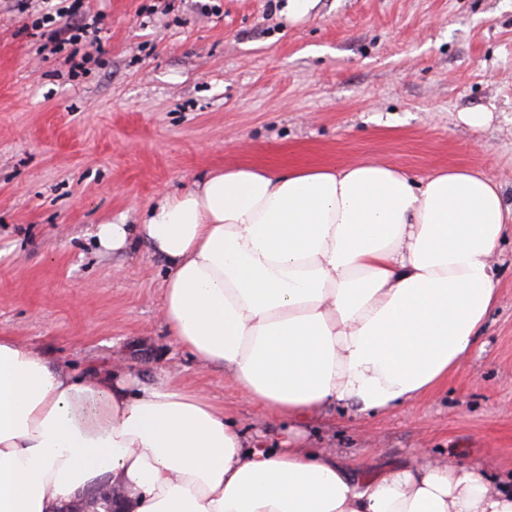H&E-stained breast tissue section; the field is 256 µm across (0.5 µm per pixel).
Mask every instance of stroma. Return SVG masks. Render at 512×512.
Segmentation results:
<instances>
[{
	"instance_id": "1",
	"label": "stroma",
	"mask_w": 512,
	"mask_h": 512,
	"mask_svg": "<svg viewBox=\"0 0 512 512\" xmlns=\"http://www.w3.org/2000/svg\"><path fill=\"white\" fill-rule=\"evenodd\" d=\"M150 2L85 0L103 20L74 77L30 27L49 0H0V336L76 375H174L275 448L281 426L168 336L163 261L136 241L101 247L99 224L142 223L217 168L357 158L417 180L474 169L512 206V0H319L295 24L285 0H172L165 15ZM497 264L499 303L447 382L384 413L327 407L299 447L367 477L450 459L511 477L512 232Z\"/></svg>"
}]
</instances>
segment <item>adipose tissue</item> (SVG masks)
<instances>
[{
    "label": "adipose tissue",
    "instance_id": "obj_1",
    "mask_svg": "<svg viewBox=\"0 0 512 512\" xmlns=\"http://www.w3.org/2000/svg\"><path fill=\"white\" fill-rule=\"evenodd\" d=\"M512 208L464 168L230 166L162 197L137 235L167 265L164 324L272 420L343 403L374 413L459 369L498 300ZM512 512L483 466L418 463L372 479L333 452L249 439L201 392L122 366L78 377L0 336V512Z\"/></svg>",
    "mask_w": 512,
    "mask_h": 512
}]
</instances>
